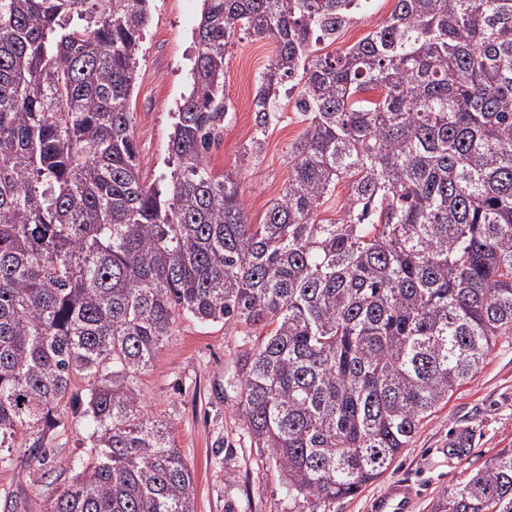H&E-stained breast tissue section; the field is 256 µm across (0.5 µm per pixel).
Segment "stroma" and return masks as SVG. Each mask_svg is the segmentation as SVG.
Segmentation results:
<instances>
[{"mask_svg":"<svg viewBox=\"0 0 512 512\" xmlns=\"http://www.w3.org/2000/svg\"><path fill=\"white\" fill-rule=\"evenodd\" d=\"M201 0H155L143 35V53L130 110L141 174L154 183L168 168L172 113L190 84L193 36ZM394 0H372L331 44L338 52L358 42L389 17ZM276 51L272 41L235 36L224 63L229 107L224 132L208 154L214 174H237L250 223H263L269 206L288 184V157L305 124L294 98L281 97L279 120L266 133L259 158L244 146L253 132L256 79ZM243 327L232 322L179 320L153 367L138 380L148 414L169 421L177 448L195 482L194 512H288L270 452L254 447L225 380L237 368ZM465 435V455H450L456 435ZM86 432L76 418L52 439L40 462L19 457L0 467V500L23 512H44L71 464L84 452ZM512 448V336L498 337L483 369L460 386L447 405L419 428L384 475L355 496L337 501L334 512H371L373 500L394 482L412 483L414 512H433L440 496L466 482L500 449Z\"/></svg>","mask_w":512,"mask_h":512,"instance_id":"1","label":"stroma"}]
</instances>
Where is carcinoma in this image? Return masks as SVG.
<instances>
[{
  "label": "carcinoma",
  "instance_id": "cac0c4a2",
  "mask_svg": "<svg viewBox=\"0 0 512 512\" xmlns=\"http://www.w3.org/2000/svg\"><path fill=\"white\" fill-rule=\"evenodd\" d=\"M368 2L203 0L163 193L130 112L151 0H0V465L46 458L85 383L89 453L46 512H194L138 387L183 317L260 330L225 383L288 512L382 476L512 335V0H394L320 53ZM241 32L276 44L245 152L287 82L306 123L262 224L207 160ZM342 180L343 216L318 221ZM434 512H512V448ZM394 6L393 0H372L370 7L360 11L339 34L336 42L322 53L340 52L358 42L371 32L378 23L389 17Z\"/></svg>",
  "mask_w": 512,
  "mask_h": 512
}]
</instances>
